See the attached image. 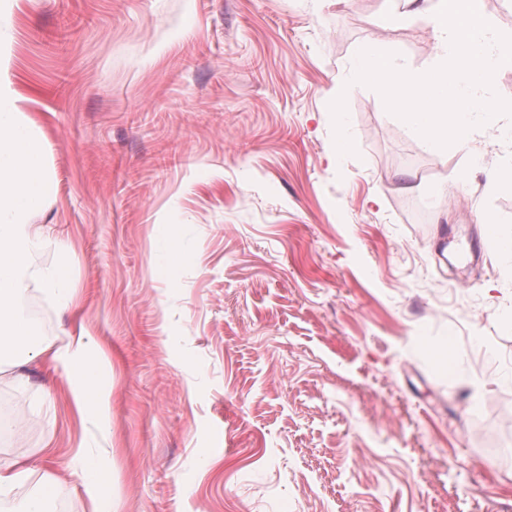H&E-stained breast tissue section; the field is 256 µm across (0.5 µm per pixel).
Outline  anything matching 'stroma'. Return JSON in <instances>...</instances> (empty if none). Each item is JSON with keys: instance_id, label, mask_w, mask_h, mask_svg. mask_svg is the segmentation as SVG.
I'll list each match as a JSON object with an SVG mask.
<instances>
[{"instance_id": "35a3bbf8", "label": "stroma", "mask_w": 512, "mask_h": 512, "mask_svg": "<svg viewBox=\"0 0 512 512\" xmlns=\"http://www.w3.org/2000/svg\"><path fill=\"white\" fill-rule=\"evenodd\" d=\"M399 0H19L1 57L45 141L34 223L75 245L76 318L112 388L116 512H512V191L434 152L375 90H330ZM184 255L168 266L164 240ZM453 338L441 375L425 343ZM0 378V453L69 476L95 429Z\"/></svg>"}]
</instances>
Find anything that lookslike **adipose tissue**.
I'll use <instances>...</instances> for the list:
<instances>
[{
  "label": "adipose tissue",
  "instance_id": "adipose-tissue-1",
  "mask_svg": "<svg viewBox=\"0 0 512 512\" xmlns=\"http://www.w3.org/2000/svg\"><path fill=\"white\" fill-rule=\"evenodd\" d=\"M24 99L10 76L0 70V350L15 342L28 344V363L45 364L59 376L74 415L96 427L98 453L103 463L87 468L82 456H74L79 483L59 475L43 474L38 493L27 512H44L47 500L67 493L81 495L90 512L112 508V391L99 379L92 356V342L85 333L68 335L58 344L36 336L32 321L18 308L20 295L37 287L62 305L76 303L68 261L45 265L38 253L53 249L71 253L69 244L56 239L47 224L33 223L49 191L45 147L22 110Z\"/></svg>",
  "mask_w": 512,
  "mask_h": 512
}]
</instances>
